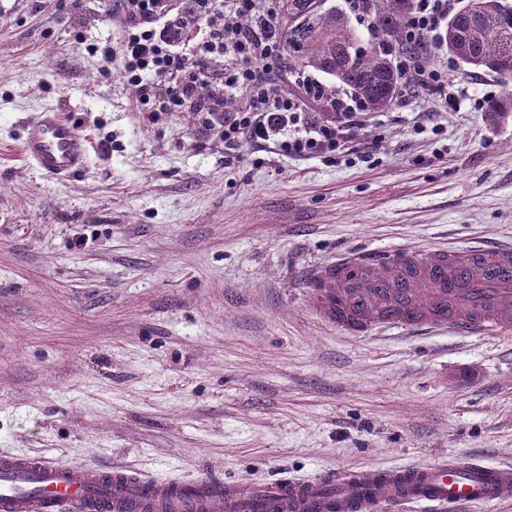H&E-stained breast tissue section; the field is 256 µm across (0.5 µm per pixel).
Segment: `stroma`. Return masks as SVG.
<instances>
[{"mask_svg": "<svg viewBox=\"0 0 512 512\" xmlns=\"http://www.w3.org/2000/svg\"><path fill=\"white\" fill-rule=\"evenodd\" d=\"M105 0H0V453L247 484L468 453L512 465V333L323 320L337 253L512 242V83L450 60L335 164L225 149L141 111ZM69 105L86 167L43 175L27 120ZM409 83L439 94L446 104L454 98V81L443 67L427 66L408 72Z\"/></svg>", "mask_w": 512, "mask_h": 512, "instance_id": "1", "label": "stroma"}]
</instances>
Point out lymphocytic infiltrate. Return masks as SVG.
Wrapping results in <instances>:
<instances>
[{
    "mask_svg": "<svg viewBox=\"0 0 512 512\" xmlns=\"http://www.w3.org/2000/svg\"><path fill=\"white\" fill-rule=\"evenodd\" d=\"M124 18L120 79L134 87L154 116L190 111L225 148L241 143L286 157L341 156L344 133L358 126L353 95H326L308 72H294L307 98L328 112L322 120L302 101L276 94L268 74L281 65L287 42L277 0H114ZM455 9V0H415L406 35L423 48ZM224 69L212 70L216 60ZM239 91L242 107L225 111L224 95Z\"/></svg>",
    "mask_w": 512,
    "mask_h": 512,
    "instance_id": "1",
    "label": "lymphocytic infiltrate"
}]
</instances>
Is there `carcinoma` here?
Segmentation results:
<instances>
[{
	"mask_svg": "<svg viewBox=\"0 0 512 512\" xmlns=\"http://www.w3.org/2000/svg\"><path fill=\"white\" fill-rule=\"evenodd\" d=\"M372 24L376 42L366 49L349 16L339 9L323 10L313 0H286L288 14L299 25L288 45L298 68H311L335 78L350 90L366 112L389 108L401 94L404 76L393 65L395 53L420 64L419 50L406 43L405 30L414 0H349ZM443 41L448 54L474 69L512 81V3L509 0H466L449 20Z\"/></svg>",
	"mask_w": 512,
	"mask_h": 512,
	"instance_id": "1",
	"label": "carcinoma"
}]
</instances>
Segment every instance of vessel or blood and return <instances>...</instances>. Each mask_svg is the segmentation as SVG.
<instances>
[{"label":"vessel or blood","mask_w":512,"mask_h":512,"mask_svg":"<svg viewBox=\"0 0 512 512\" xmlns=\"http://www.w3.org/2000/svg\"><path fill=\"white\" fill-rule=\"evenodd\" d=\"M90 143L61 108L28 122L22 157L39 171L67 177L82 170ZM409 269L393 285L384 267ZM377 288L370 302L336 305V287L348 278ZM325 321L352 331L376 325L445 328L459 334L512 329V244L430 252L345 253L309 282ZM512 500V466L462 453L432 464L382 471L324 472L247 487L203 476L157 479L120 466H73L40 456L0 455V512H240L255 502L262 512H429Z\"/></svg>","instance_id":"vessel-or-blood-1"}]
</instances>
